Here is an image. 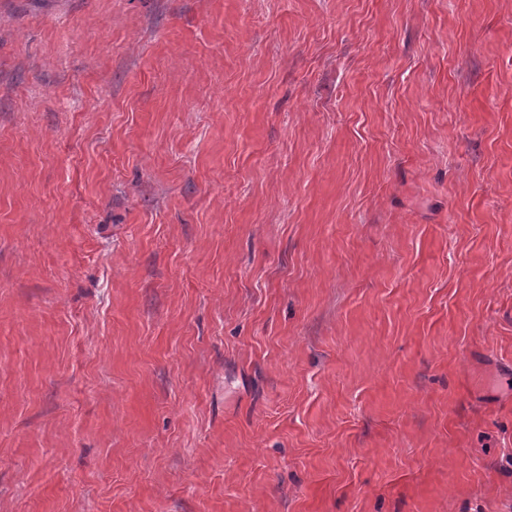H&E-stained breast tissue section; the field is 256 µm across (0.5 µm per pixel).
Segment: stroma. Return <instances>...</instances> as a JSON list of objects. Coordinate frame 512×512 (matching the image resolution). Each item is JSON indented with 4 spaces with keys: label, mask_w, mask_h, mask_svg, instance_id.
Returning <instances> with one entry per match:
<instances>
[{
    "label": "stroma",
    "mask_w": 512,
    "mask_h": 512,
    "mask_svg": "<svg viewBox=\"0 0 512 512\" xmlns=\"http://www.w3.org/2000/svg\"><path fill=\"white\" fill-rule=\"evenodd\" d=\"M0 512H512V0H0Z\"/></svg>",
    "instance_id": "35a3bbf8"
}]
</instances>
